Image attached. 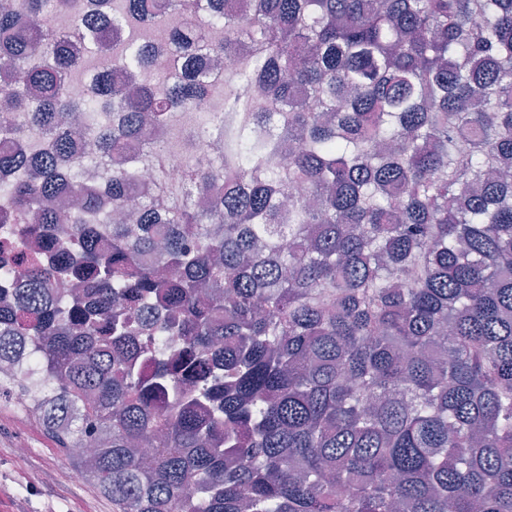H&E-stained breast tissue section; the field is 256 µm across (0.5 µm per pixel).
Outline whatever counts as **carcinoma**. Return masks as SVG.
<instances>
[{
  "mask_svg": "<svg viewBox=\"0 0 512 512\" xmlns=\"http://www.w3.org/2000/svg\"><path fill=\"white\" fill-rule=\"evenodd\" d=\"M236 2L0 0V360L112 512H512V0ZM206 153L207 146L205 142H197L192 147H182V145L176 143L167 156L174 180H178V175L188 160L204 158L207 155Z\"/></svg>",
  "mask_w": 512,
  "mask_h": 512,
  "instance_id": "cac0c4a2",
  "label": "carcinoma"
}]
</instances>
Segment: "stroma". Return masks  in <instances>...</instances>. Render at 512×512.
Wrapping results in <instances>:
<instances>
[{
  "instance_id": "stroma-1",
  "label": "stroma",
  "mask_w": 512,
  "mask_h": 512,
  "mask_svg": "<svg viewBox=\"0 0 512 512\" xmlns=\"http://www.w3.org/2000/svg\"><path fill=\"white\" fill-rule=\"evenodd\" d=\"M15 408L0 401V505L6 512H112V503L90 481L70 477L71 461L41 431L17 428ZM26 456L13 453L17 442Z\"/></svg>"
}]
</instances>
